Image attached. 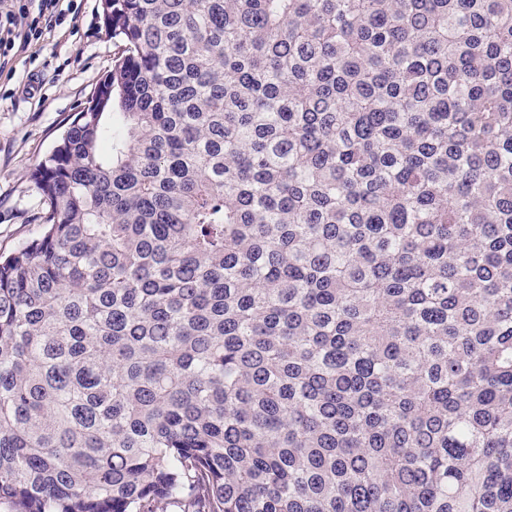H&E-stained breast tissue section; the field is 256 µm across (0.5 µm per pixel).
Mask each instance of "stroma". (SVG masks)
I'll use <instances>...</instances> for the list:
<instances>
[{
	"instance_id": "1",
	"label": "stroma",
	"mask_w": 512,
	"mask_h": 512,
	"mask_svg": "<svg viewBox=\"0 0 512 512\" xmlns=\"http://www.w3.org/2000/svg\"><path fill=\"white\" fill-rule=\"evenodd\" d=\"M115 47L100 29L99 0H81L71 32L55 31L16 49V74L0 79V252H14L41 233L45 205L30 171L47 156L112 67ZM44 70L35 95L19 86L28 71Z\"/></svg>"
}]
</instances>
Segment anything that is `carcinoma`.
Returning <instances> with one entry per match:
<instances>
[{"label": "carcinoma", "instance_id": "obj_1", "mask_svg": "<svg viewBox=\"0 0 512 512\" xmlns=\"http://www.w3.org/2000/svg\"><path fill=\"white\" fill-rule=\"evenodd\" d=\"M0 256L3 512H512V0H100Z\"/></svg>", "mask_w": 512, "mask_h": 512}]
</instances>
